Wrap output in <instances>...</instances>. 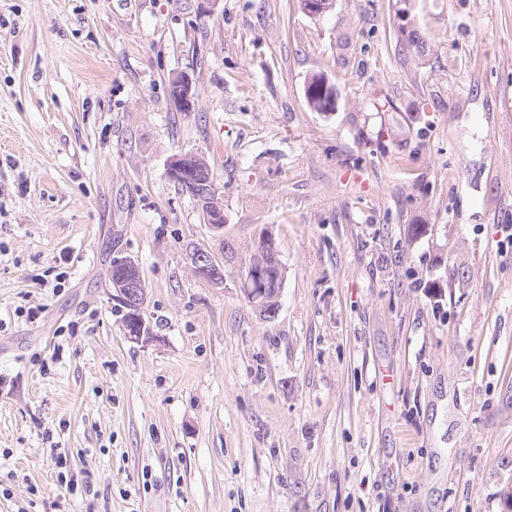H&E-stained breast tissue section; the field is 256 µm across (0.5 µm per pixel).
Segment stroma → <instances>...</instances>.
Instances as JSON below:
<instances>
[{"label": "stroma", "mask_w": 512, "mask_h": 512, "mask_svg": "<svg viewBox=\"0 0 512 512\" xmlns=\"http://www.w3.org/2000/svg\"><path fill=\"white\" fill-rule=\"evenodd\" d=\"M508 100L512 0H0V512H512ZM263 234L271 319L240 284ZM203 165L199 166V170L195 173L193 182L191 181L192 187L188 186L186 189L182 185H176L179 191L189 195L197 204L204 199H210L206 197H210L211 187L213 185V176L208 168L206 161L203 159ZM214 257V254L206 249L196 250L190 254L191 263L198 276L220 288L224 285V271L214 262ZM125 267L130 272L129 275L109 276L108 280L113 293L112 299L127 302L131 310V322L124 329L125 335L137 342L153 341L155 336L147 324L141 311V288H144V282L138 264L130 257L125 259Z\"/></svg>", "instance_id": "35a3bbf8"}]
</instances>
